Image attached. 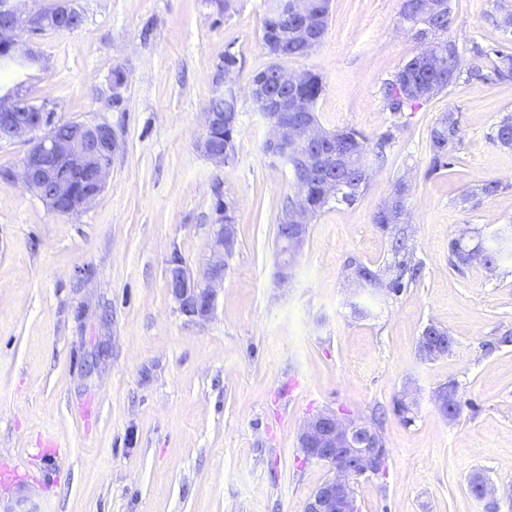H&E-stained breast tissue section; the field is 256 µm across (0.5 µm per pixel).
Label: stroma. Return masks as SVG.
I'll return each mask as SVG.
<instances>
[{"mask_svg":"<svg viewBox=\"0 0 512 512\" xmlns=\"http://www.w3.org/2000/svg\"><path fill=\"white\" fill-rule=\"evenodd\" d=\"M78 6V29L32 40L38 66L0 73L57 121L109 123L120 143L104 191L73 215L14 177L23 145L0 144V512H305L333 472L304 459L303 424L324 411L368 422L379 407L388 458L383 475L356 480L360 512H512V345L495 343L512 330V264L456 269L448 254L452 238L512 224V149L494 139L512 114V81L467 75L475 48L512 54V31L490 19L512 0H451L447 36L464 76L399 116L382 85L421 50L402 0H332L322 43L285 65L321 75V128L393 138L368 158L357 201L313 218L285 283L277 225L294 188L264 149L268 125L249 94L270 63L265 0H229L223 12L210 0ZM228 51L241 66L239 115L235 158L218 167L197 143ZM448 112L459 160L433 172L430 131ZM489 179L499 192L471 208L466 196ZM399 180L422 274L374 295L352 270L393 265L375 216ZM220 201L237 242L213 315L193 321L168 294L167 260L176 252L205 269ZM430 324L455 345L424 361ZM102 339L111 351L87 371ZM449 384L462 405L454 419L435 402ZM406 394L409 423L394 410ZM477 473L492 497L472 493Z\"/></svg>","mask_w":512,"mask_h":512,"instance_id":"1","label":"stroma"}]
</instances>
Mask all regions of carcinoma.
I'll list each match as a JSON object with an SVG mask.
<instances>
[{
  "mask_svg": "<svg viewBox=\"0 0 512 512\" xmlns=\"http://www.w3.org/2000/svg\"><path fill=\"white\" fill-rule=\"evenodd\" d=\"M451 7L449 0H438L437 8L424 13L419 9V0H403L401 15L415 31L427 34L437 57L428 60L419 53L403 63L390 78L385 80L382 88L383 102L387 110L401 114L415 108L424 99H429L450 86L458 83L461 78L456 65L458 46L452 39L442 37L450 24ZM290 20L287 17L268 15L263 22V41L272 38L285 40L289 31ZM469 74L496 81H512V55L497 53L496 59H490L487 52L478 50ZM236 127L226 126L216 132L217 141L224 143L227 159L235 157L234 135ZM336 152L344 155V165L336 168L335 200L352 203L361 193L367 180L365 158L369 153V139L359 131L344 127L335 131ZM496 140L505 147H512V115L503 118L497 125ZM459 142V122L454 113L443 114L430 132V170L437 171L452 165ZM407 185L398 181L391 201L402 213V223L393 226L385 217L378 214L375 223L392 237V250L396 257L393 274L388 279L380 278V274L369 267L358 265L354 269L355 276L373 280L372 287L385 288L397 294L416 279L419 268L413 256L407 251L405 241L408 237L407 210L405 207ZM313 213H319L329 202L324 183L311 181L306 187ZM469 245L459 239L450 242L448 253L450 264L458 268L464 265ZM488 261L499 264L512 261V247L505 249L498 239L493 244H485Z\"/></svg>",
  "mask_w": 512,
  "mask_h": 512,
  "instance_id": "cac0c4a2",
  "label": "carcinoma"
}]
</instances>
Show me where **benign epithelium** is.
Listing matches in <instances>:
<instances>
[{
  "mask_svg": "<svg viewBox=\"0 0 512 512\" xmlns=\"http://www.w3.org/2000/svg\"><path fill=\"white\" fill-rule=\"evenodd\" d=\"M20 2L0 0V47L17 62H39V57L26 45L47 27L73 31L82 24L76 0H56L50 10L35 12L24 11ZM311 2L267 0L268 12L289 14L296 20L292 27L293 43L305 55L315 49L318 39V29L303 22ZM305 81V74L282 67L272 80L250 86L251 97L267 108L263 116L271 134L265 149L293 174L289 224L278 236V264L283 281L290 277L311 223V205L301 177L325 174L336 168V155L326 150L329 136L314 119V102L302 92ZM237 122L236 112L205 111L206 133L198 143L200 151L216 164H224V147L215 143L213 133ZM57 129L54 112L27 102L17 92L0 96V143L28 145L17 176L52 211L62 209L66 214H76L87 209L105 188L109 159L119 150V142L106 123L75 122L61 134ZM235 246V225L218 223L212 259L200 278L186 267L178 253L171 255L166 286L181 314L194 320L211 317L217 286L224 281L226 260ZM447 349L446 343H435L425 335L419 338L418 353L424 360L438 358ZM298 441L304 458L324 462L334 471V476L311 495L306 512H357L352 493L354 480L385 471L387 449L378 442L370 425L340 418L334 411L320 412L307 420Z\"/></svg>",
  "mask_w": 512,
  "mask_h": 512,
  "instance_id": "7a95c632",
  "label": "benign epithelium"
}]
</instances>
